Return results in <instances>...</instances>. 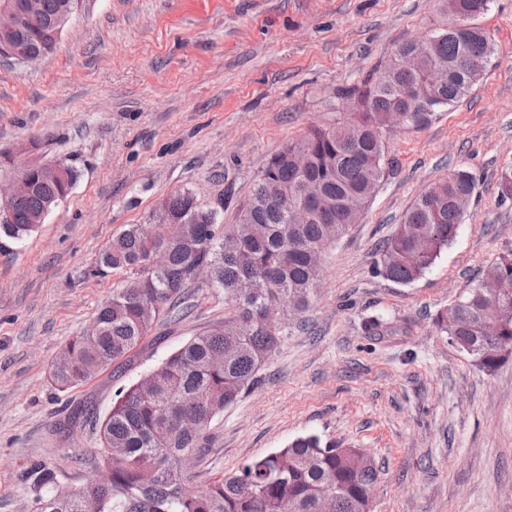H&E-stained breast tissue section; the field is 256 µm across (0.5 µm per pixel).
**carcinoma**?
<instances>
[{
    "label": "carcinoma",
    "mask_w": 512,
    "mask_h": 512,
    "mask_svg": "<svg viewBox=\"0 0 512 512\" xmlns=\"http://www.w3.org/2000/svg\"><path fill=\"white\" fill-rule=\"evenodd\" d=\"M491 0H443L456 20L461 9L486 14ZM0 35V41L3 40ZM14 52L47 54L56 39L47 31L9 37ZM416 42L401 44L384 68L338 91L351 100L348 121L311 128L274 154L258 174L237 222L219 234L218 214L188 192L163 200L150 215L155 238L129 224L101 253L97 271L125 270L130 276L98 310V334L70 339L53 365V384L67 390L130 357L162 316L179 319L192 308L189 269L205 265L211 287L224 292V322L189 340L154 367L152 388L123 385L110 412L95 420L98 448L110 483L59 488L57 471L32 464L26 478L37 491L32 512H318L319 498H333L334 512H367L366 492L377 479L372 457L356 448H338L317 435L300 436L286 447L243 463L230 477L187 496L183 463L201 447L204 433L224 409L257 384L258 373L279 347L288 323L271 331L261 310L271 302L288 314L305 310L314 290L312 267L324 238L342 237L368 207L370 186L384 176L386 118L409 114V127L422 129L438 113L464 97L483 77L492 54L486 32L450 28L432 40L416 67L401 57ZM434 66L448 78L434 87ZM432 108L425 110V100ZM64 176L33 171L29 193L0 219V232L21 239L36 231L47 214L71 191L78 171L64 162ZM475 176L458 169L429 186L406 210L402 223L378 245L376 271L410 284L425 274L455 239L469 206ZM305 213L303 224L291 214ZM168 252L162 268L148 262L157 248ZM456 329L448 313L436 326L456 337L455 347L481 370L502 364L501 338L512 337V252L500 255L482 279L458 297Z\"/></svg>",
    "instance_id": "obj_1"
}]
</instances>
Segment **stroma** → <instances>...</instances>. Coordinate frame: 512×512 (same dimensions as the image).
Segmentation results:
<instances>
[{"label": "stroma", "mask_w": 512, "mask_h": 512, "mask_svg": "<svg viewBox=\"0 0 512 512\" xmlns=\"http://www.w3.org/2000/svg\"><path fill=\"white\" fill-rule=\"evenodd\" d=\"M447 22L440 0H78L51 53L0 57V151L79 173L35 232L0 235V512H28L35 461L61 487L95 482V425L66 426L71 411L107 414L118 387L224 319L223 293L195 282L192 311L159 320L130 362L59 391L52 363L126 278L90 273L113 236L183 191L235 223L274 153L343 120L337 89ZM479 24L494 45L483 79L428 127L387 134L371 204L326 249L259 385L212 422L190 491L314 434L375 459L371 512H512V361L486 374L434 324L512 250V201L498 198L512 165V0H492ZM460 168L476 186L452 244L413 283L375 275L378 244ZM372 316L390 331L366 334Z\"/></svg>", "instance_id": "1"}]
</instances>
